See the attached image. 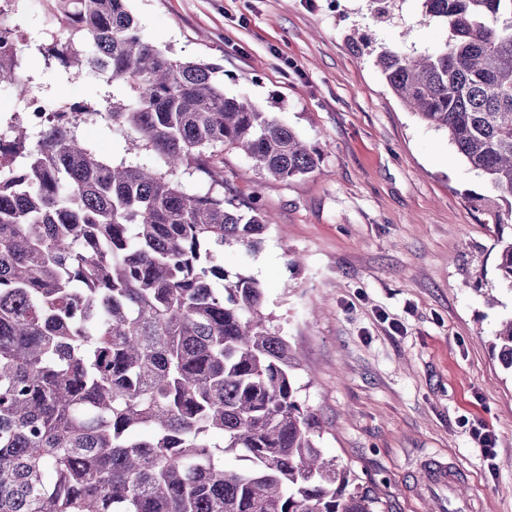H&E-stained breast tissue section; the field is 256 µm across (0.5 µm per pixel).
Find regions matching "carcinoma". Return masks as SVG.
<instances>
[{"label":"carcinoma","mask_w":512,"mask_h":512,"mask_svg":"<svg viewBox=\"0 0 512 512\" xmlns=\"http://www.w3.org/2000/svg\"><path fill=\"white\" fill-rule=\"evenodd\" d=\"M48 55L90 63L125 99L81 106L131 130L150 161L103 159L73 124L0 139V512H382L323 456L300 363L269 325L260 283L224 267L274 218L224 198L221 147L292 179L321 153L243 97L223 68L146 39L126 0H49ZM441 48L376 59L399 101L451 143L512 221V0H422ZM22 46L0 56L18 101ZM197 173L203 194L180 176ZM507 205L501 214V204ZM496 270L512 287V239ZM512 368V317L496 334Z\"/></svg>","instance_id":"cac0c4a2"}]
</instances>
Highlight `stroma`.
I'll return each instance as SVG.
<instances>
[{
    "instance_id": "stroma-1",
    "label": "stroma",
    "mask_w": 512,
    "mask_h": 512,
    "mask_svg": "<svg viewBox=\"0 0 512 512\" xmlns=\"http://www.w3.org/2000/svg\"><path fill=\"white\" fill-rule=\"evenodd\" d=\"M127 0L143 35L179 58L224 67V92L247 98L323 155L312 173L264 177L225 148L233 198L275 216L260 249L226 268L260 282L273 328L321 415L320 446L351 467L389 512H425L418 461H458L481 512H512V369L491 344L512 316L495 271L487 194L446 131L407 111L374 64L384 47L438 49L445 31L421 0ZM26 41L20 75L45 104L103 96L94 73L69 76L38 51L56 30L45 0L5 13ZM496 435L484 460L475 422Z\"/></svg>"
}]
</instances>
